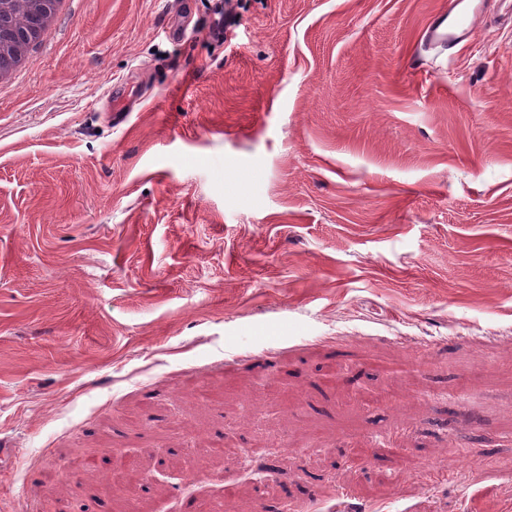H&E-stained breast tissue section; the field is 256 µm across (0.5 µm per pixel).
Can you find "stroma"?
<instances>
[{
  "mask_svg": "<svg viewBox=\"0 0 512 512\" xmlns=\"http://www.w3.org/2000/svg\"><path fill=\"white\" fill-rule=\"evenodd\" d=\"M188 3L0 86V512H512V0L445 51L448 0Z\"/></svg>",
  "mask_w": 512,
  "mask_h": 512,
  "instance_id": "stroma-1",
  "label": "stroma"
}]
</instances>
